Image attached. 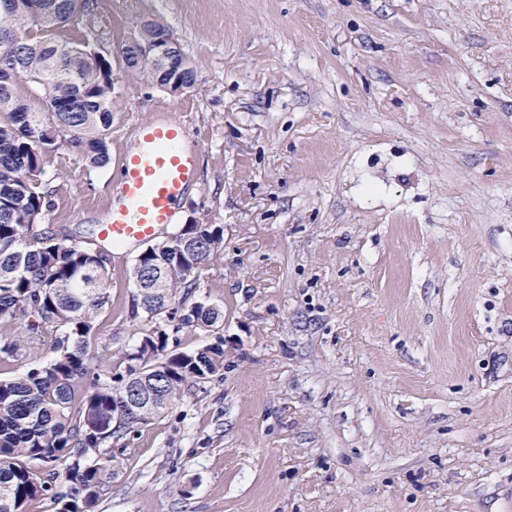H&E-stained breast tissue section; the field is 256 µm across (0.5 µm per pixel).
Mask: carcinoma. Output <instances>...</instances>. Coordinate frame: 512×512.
<instances>
[{"instance_id": "carcinoma-1", "label": "carcinoma", "mask_w": 512, "mask_h": 512, "mask_svg": "<svg viewBox=\"0 0 512 512\" xmlns=\"http://www.w3.org/2000/svg\"><path fill=\"white\" fill-rule=\"evenodd\" d=\"M0 9V68L17 70L0 82V320L21 332L0 336V363L25 370L0 377V512H31L50 498L57 512H95L100 490L119 463L117 450L131 430L161 416L195 386L224 370V309L185 299L201 284L204 263L223 249L224 225H181L146 245L134 273L174 267L162 291L135 288L126 319L140 329L118 353L97 342L98 319L112 305L108 251L90 242H66L43 227L53 208L41 189L45 162L59 143L71 145L93 168L109 161L112 58L83 54L90 43L60 41L54 33L88 15L89 0H15ZM165 40L159 22L136 37ZM121 65L154 75L152 57L122 44ZM167 76L193 84L189 57ZM31 99L45 104L28 106ZM51 327L54 336L42 334ZM190 328L215 342L194 351L170 348Z\"/></svg>"}]
</instances>
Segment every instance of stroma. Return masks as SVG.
Returning <instances> with one entry per match:
<instances>
[{
	"instance_id": "stroma-1",
	"label": "stroma",
	"mask_w": 512,
	"mask_h": 512,
	"mask_svg": "<svg viewBox=\"0 0 512 512\" xmlns=\"http://www.w3.org/2000/svg\"><path fill=\"white\" fill-rule=\"evenodd\" d=\"M143 19L196 82L113 63L111 159L61 145L46 224L82 242L172 113L200 167L177 222L224 227V371L124 436L99 512H512V0H95L58 36L113 51Z\"/></svg>"
}]
</instances>
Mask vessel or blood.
I'll list each match as a JSON object with an SVG mask.
<instances>
[{"label":"vessel or blood","instance_id":"vessel-or-blood-1","mask_svg":"<svg viewBox=\"0 0 512 512\" xmlns=\"http://www.w3.org/2000/svg\"><path fill=\"white\" fill-rule=\"evenodd\" d=\"M119 172L117 196L99 235L112 245H139L175 223L177 205L197 179L198 151L185 146L180 121L161 112L138 126Z\"/></svg>","mask_w":512,"mask_h":512}]
</instances>
